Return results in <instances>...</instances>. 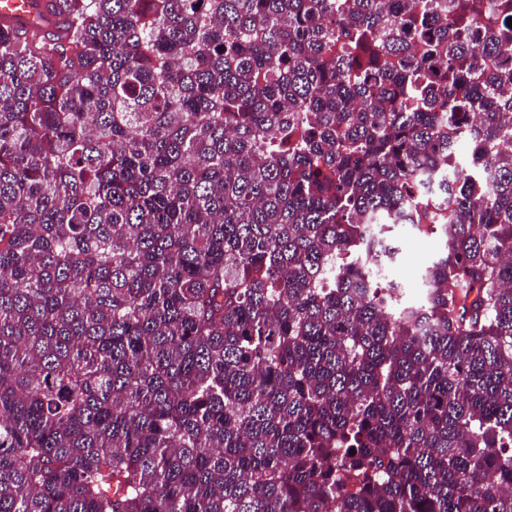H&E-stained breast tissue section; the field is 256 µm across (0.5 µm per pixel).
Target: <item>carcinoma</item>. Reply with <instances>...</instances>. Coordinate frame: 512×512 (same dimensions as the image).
Here are the masks:
<instances>
[{"label":"carcinoma","instance_id":"cac0c4a2","mask_svg":"<svg viewBox=\"0 0 512 512\" xmlns=\"http://www.w3.org/2000/svg\"><path fill=\"white\" fill-rule=\"evenodd\" d=\"M55 11L0 23V512H512V0ZM391 236L400 249H403L400 261L395 265V273L391 279L403 289L406 300H418L422 294L419 269L433 256L435 250L419 252V249L412 248L410 245L417 236L406 226L394 227Z\"/></svg>","mask_w":512,"mask_h":512}]
</instances>
